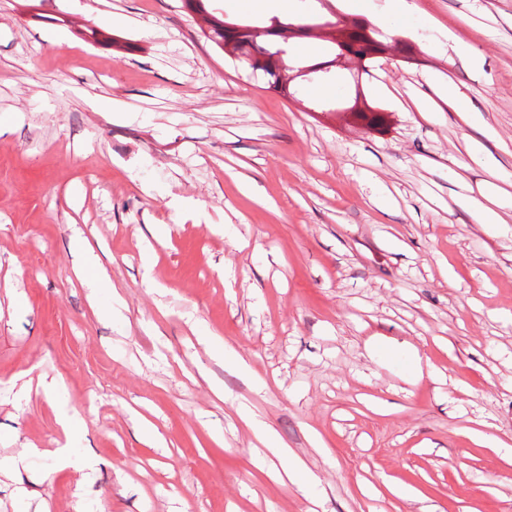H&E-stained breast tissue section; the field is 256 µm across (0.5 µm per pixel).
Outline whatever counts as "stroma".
<instances>
[{"instance_id": "obj_1", "label": "stroma", "mask_w": 512, "mask_h": 512, "mask_svg": "<svg viewBox=\"0 0 512 512\" xmlns=\"http://www.w3.org/2000/svg\"><path fill=\"white\" fill-rule=\"evenodd\" d=\"M408 2L383 31L417 60L365 78L369 128L348 71L287 97L181 0H0V512H306L259 469L242 403L319 476L317 512H512V204L486 230L457 205L512 194V0ZM385 4L289 16L372 23ZM448 84L496 130V173L454 111H417ZM84 245L121 320L88 304ZM415 352L433 375L412 378Z\"/></svg>"}]
</instances>
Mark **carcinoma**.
Segmentation results:
<instances>
[{
  "label": "carcinoma",
  "instance_id": "cac0c4a2",
  "mask_svg": "<svg viewBox=\"0 0 512 512\" xmlns=\"http://www.w3.org/2000/svg\"><path fill=\"white\" fill-rule=\"evenodd\" d=\"M182 2L191 14L206 24L207 29L203 30V33L208 40L224 50L231 59L245 64L252 74L262 77L269 86L286 96L290 94L289 70L282 69V58L279 57L281 43L274 36L261 34L259 29L268 27L270 23L288 26L292 21L273 18L268 24L230 23L224 20L222 14L210 8L212 0ZM345 49L356 53L362 59L363 71L366 73L370 72L371 64L376 59L383 57V54L390 50L407 63L414 60L408 44L389 48L386 45V36L363 19L351 24L346 42L334 45V52L337 55ZM355 112L357 118L369 127H376L382 123V118L377 115V109L367 103L356 108Z\"/></svg>",
  "mask_w": 512,
  "mask_h": 512
}]
</instances>
